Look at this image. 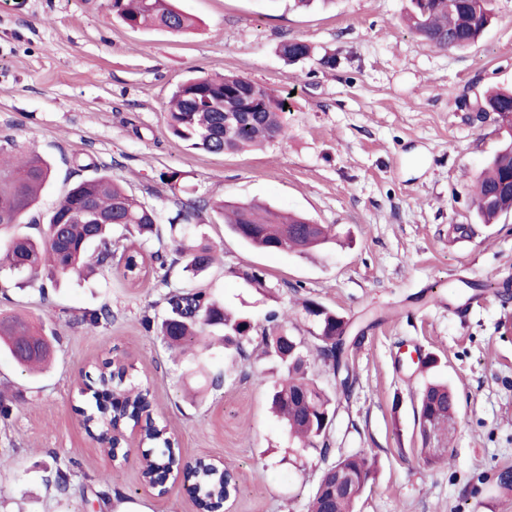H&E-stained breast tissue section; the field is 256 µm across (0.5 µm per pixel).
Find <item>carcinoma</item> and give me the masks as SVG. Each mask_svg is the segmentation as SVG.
<instances>
[{
    "instance_id": "obj_1",
    "label": "carcinoma",
    "mask_w": 512,
    "mask_h": 512,
    "mask_svg": "<svg viewBox=\"0 0 512 512\" xmlns=\"http://www.w3.org/2000/svg\"><path fill=\"white\" fill-rule=\"evenodd\" d=\"M112 14L131 28L148 26L172 35L189 31L194 22L179 10L173 0H110ZM492 21L490 0H411L409 29L439 49L465 50L471 47ZM282 57L294 64L310 57L312 48L299 41H286L280 46ZM286 99L268 89L235 75L194 76L186 79L172 93L168 112L171 135L189 143L194 149L212 154L239 152L248 147L269 144L283 137L282 113ZM483 112L498 114L501 125L509 129V139L487 162L476 181L475 198L479 217L493 224L512 213V90L497 91L476 102ZM250 109L247 116L235 122L224 134V114ZM15 150L13 140H0V226L25 224L36 208L40 194L53 176L52 165L31 153L15 163L2 156ZM210 208L222 218L230 230L247 245L264 250L284 249L299 255L321 248L330 241L328 227L315 224L306 217L284 215L280 211L254 203H192L169 220L170 227L190 224L200 212ZM160 217L155 208L130 193L109 173L74 183L46 222V228L35 236L12 240L3 262L26 283L47 284L81 276L87 271L110 269L117 265L124 277L136 280L150 258L158 264V283L168 292L163 297V310L146 316V329L172 348L183 351L204 335L214 336L228 351L243 352L251 341L252 320L233 312L214 295L194 288H172L170 265L164 243L149 253L144 243L132 248L112 247V230L122 234L143 236L154 231ZM174 251L188 279L207 271L215 261V249L197 235L180 234L172 238ZM302 309L316 327L314 345L305 338L288 333V320L276 310L267 315L270 328L262 338L263 353L275 365L279 378L274 382L271 404L285 421L289 437L298 441L297 449L315 452L327 460L331 449L326 443L334 416L332 397L321 387L311 372L308 353L312 350L333 365L339 361L340 345L353 343L358 337H346L344 317L311 300ZM111 315L107 307L89 311L82 322L93 331ZM9 356L26 369L39 367L53 355L52 337L25 317L0 310V354ZM127 366L111 381L112 390L101 385L98 373L91 385L99 396L108 393L116 400L131 404L127 425L135 424V411L142 406L147 390L131 380ZM102 403L83 410L91 428L104 432L112 422L101 418ZM457 404L448 384L432 382L420 395L416 422L420 440L419 453L428 465L440 462L448 447V439L456 430ZM166 426L147 434L146 444L161 449L156 460L165 462L172 450L167 445ZM372 465L363 452L341 455L327 464L319 479L307 512H354L361 489L372 478ZM225 487L221 466L211 467L198 477L197 506L205 508L211 499L219 498Z\"/></svg>"
}]
</instances>
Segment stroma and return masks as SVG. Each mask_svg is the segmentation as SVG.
<instances>
[{
	"label": "stroma",
	"mask_w": 512,
	"mask_h": 512,
	"mask_svg": "<svg viewBox=\"0 0 512 512\" xmlns=\"http://www.w3.org/2000/svg\"><path fill=\"white\" fill-rule=\"evenodd\" d=\"M195 21L183 35L133 29L108 0H0V138L36 149L54 177L35 211L45 222L69 186L106 170L162 216L207 201L196 232L218 262L194 285L267 326L270 310L308 335L312 300L362 334L351 347L349 393H337L333 454L365 451L374 478L359 512H512L495 473L512 468V215L481 223L474 176L500 147L496 114L474 104L512 88V0L463 52L419 40L401 23L409 0H335L296 11L289 0H177ZM310 45L295 64L283 42ZM336 59L322 66V57ZM230 71L288 99L285 135L263 150L210 154L174 138L172 90L190 75ZM181 175L177 188L161 173ZM259 201L331 226L336 239L308 255L247 246L210 202ZM262 270L271 294L240 271ZM473 297L464 315L449 293ZM153 273L120 269L73 277L40 292L0 270V309L58 336L54 361L31 376L0 355V391L13 401L0 426V512H196L183 483L144 487L136 461L114 462L81 424L80 389L115 357L134 363L156 422L185 461L223 459L238 479L231 512H306L323 461L292 450L268 405L275 370L222 351L174 360L142 320L163 307ZM109 308L88 330L85 311ZM437 357L458 402L447 458L425 465L414 418L428 379L411 352ZM220 386H212L213 377ZM69 486L59 490L57 470Z\"/></svg>",
	"instance_id": "1"
}]
</instances>
